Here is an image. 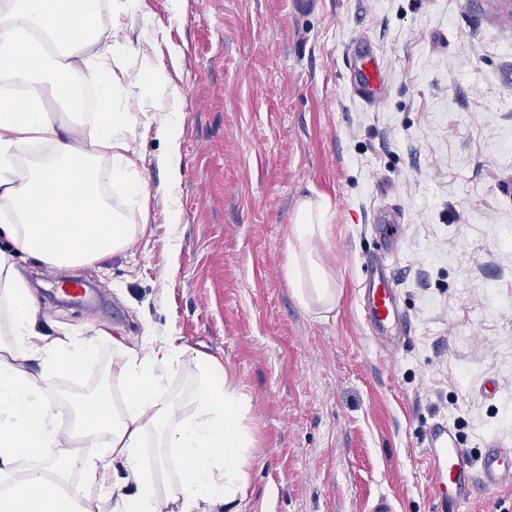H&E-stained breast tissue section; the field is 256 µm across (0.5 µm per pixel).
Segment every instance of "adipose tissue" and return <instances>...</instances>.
Listing matches in <instances>:
<instances>
[{
  "instance_id": "ef3b65f1",
  "label": "adipose tissue",
  "mask_w": 512,
  "mask_h": 512,
  "mask_svg": "<svg viewBox=\"0 0 512 512\" xmlns=\"http://www.w3.org/2000/svg\"><path fill=\"white\" fill-rule=\"evenodd\" d=\"M0 9V87L20 95L0 98V307L10 343H0V512H240L255 456L243 420L249 401L228 380L222 360L196 351L181 337L144 342L141 349L116 344L112 386L75 402L69 412L90 456L64 447L55 423L58 405L44 382L74 370L93 369L92 341L77 344L47 333L34 300L13 262L21 252L56 266L101 260L126 248L142 224L126 223L98 190L96 158H112V177L127 193L146 191L135 150L124 134L123 115L96 112L90 136L65 129L43 106L53 88L70 111L83 108L72 92V67L51 64L42 41L73 55L94 46L98 23L83 0H7ZM35 145L48 159L24 179L15 174L19 155ZM326 202L302 201L285 266L298 297L316 290L325 309L335 294L317 263H303L326 220ZM190 363L195 383L191 413L170 393L172 366ZM120 463L135 488L123 492L111 478ZM78 481H70L71 470Z\"/></svg>"
}]
</instances>
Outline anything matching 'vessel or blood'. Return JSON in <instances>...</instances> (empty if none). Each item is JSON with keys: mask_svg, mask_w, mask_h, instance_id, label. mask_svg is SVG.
Returning <instances> with one entry per match:
<instances>
[{"mask_svg": "<svg viewBox=\"0 0 512 512\" xmlns=\"http://www.w3.org/2000/svg\"><path fill=\"white\" fill-rule=\"evenodd\" d=\"M383 72L370 53L357 58L355 94L362 100L377 101ZM363 316L377 330H403L397 299L385 276L370 280L364 294ZM425 460L436 475L440 491L437 495L441 512H462L477 488L512 487V448L488 446L480 454L462 448L455 431L446 422H434L425 438Z\"/></svg>", "mask_w": 512, "mask_h": 512, "instance_id": "vessel-or-blood-1", "label": "vessel or blood"}]
</instances>
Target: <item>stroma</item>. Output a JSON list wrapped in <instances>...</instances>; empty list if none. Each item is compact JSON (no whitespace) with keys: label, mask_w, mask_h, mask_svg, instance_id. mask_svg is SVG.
Returning a JSON list of instances; mask_svg holds the SVG:
<instances>
[{"label":"stroma","mask_w":512,"mask_h":512,"mask_svg":"<svg viewBox=\"0 0 512 512\" xmlns=\"http://www.w3.org/2000/svg\"><path fill=\"white\" fill-rule=\"evenodd\" d=\"M116 14L102 0L99 42L135 89L125 134L148 195L104 200L144 236L73 277L101 291L44 310L65 272L17 254L54 336L94 340L98 370L55 378L61 403L99 388L112 343L174 335L219 356L250 403L257 450L242 512H433L425 434L445 421L463 447L512 448V0H147ZM384 67L369 105L351 90L355 53ZM180 110L179 176L161 162L162 127ZM326 201L317 261L332 311L301 303L284 266L303 200ZM399 213L386 254L375 232ZM178 223H171V214ZM375 255L411 330L364 324Z\"/></svg>","instance_id":"stroma-1"}]
</instances>
